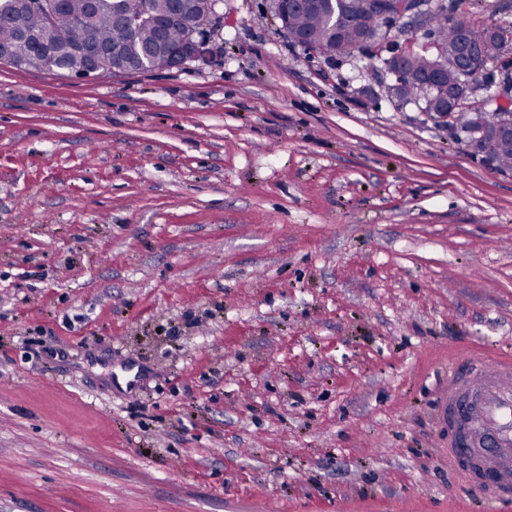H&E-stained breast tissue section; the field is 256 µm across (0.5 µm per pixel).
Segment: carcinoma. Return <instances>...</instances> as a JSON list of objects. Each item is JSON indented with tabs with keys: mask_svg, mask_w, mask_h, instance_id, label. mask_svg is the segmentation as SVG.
<instances>
[{
	"mask_svg": "<svg viewBox=\"0 0 512 512\" xmlns=\"http://www.w3.org/2000/svg\"><path fill=\"white\" fill-rule=\"evenodd\" d=\"M173 0H149V12H143V0H102L92 21L83 25L78 18L84 14L85 0H62L54 12L50 30H45V18L40 13L24 12L16 8L13 0H0V45L7 47L12 56L27 59L33 43L42 32H47L52 52L50 69L72 74L81 68V51L89 44L125 43L129 53L127 62L144 61L142 69H164L167 52L179 44L189 31L202 40L215 17L203 12L194 0L182 4L179 20L169 24L165 31V47L157 45L155 20H164L173 12ZM120 9L141 20L129 28L113 25V10ZM430 24L437 42L447 58V71L439 86L447 87L453 97L461 85L479 80L486 71L488 60L508 51L507 41H495L492 27L474 23L466 14L457 11L455 4H439L430 12ZM289 27L297 33L310 35L321 51H352L356 42L377 28L375 17L366 8V0H340L336 13L296 9L289 13ZM391 67L402 69L416 80L432 79L436 56L419 52L402 60L393 58ZM487 100L466 98L464 108L470 116L463 120L461 129L468 130L475 118L484 122L488 160L500 169H512V111L485 112Z\"/></svg>",
	"mask_w": 512,
	"mask_h": 512,
	"instance_id": "carcinoma-1",
	"label": "carcinoma"
}]
</instances>
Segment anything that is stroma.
Returning a JSON list of instances; mask_svg holds the SVG:
<instances>
[{
  "instance_id": "1",
  "label": "stroma",
  "mask_w": 512,
  "mask_h": 512,
  "mask_svg": "<svg viewBox=\"0 0 512 512\" xmlns=\"http://www.w3.org/2000/svg\"><path fill=\"white\" fill-rule=\"evenodd\" d=\"M207 62H0V512H503L437 420L512 354V170L223 0Z\"/></svg>"
}]
</instances>
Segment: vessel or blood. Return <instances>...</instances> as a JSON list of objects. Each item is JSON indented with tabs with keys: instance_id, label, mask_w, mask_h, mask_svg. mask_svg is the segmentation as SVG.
Masks as SVG:
<instances>
[{
	"instance_id": "b4317fda",
	"label": "vessel or blood",
	"mask_w": 512,
	"mask_h": 512,
	"mask_svg": "<svg viewBox=\"0 0 512 512\" xmlns=\"http://www.w3.org/2000/svg\"><path fill=\"white\" fill-rule=\"evenodd\" d=\"M440 420L452 424L458 439L449 448L451 462L470 459L490 469L486 481L466 478L472 495L512 505V358L479 353L452 372L442 400Z\"/></svg>"
}]
</instances>
